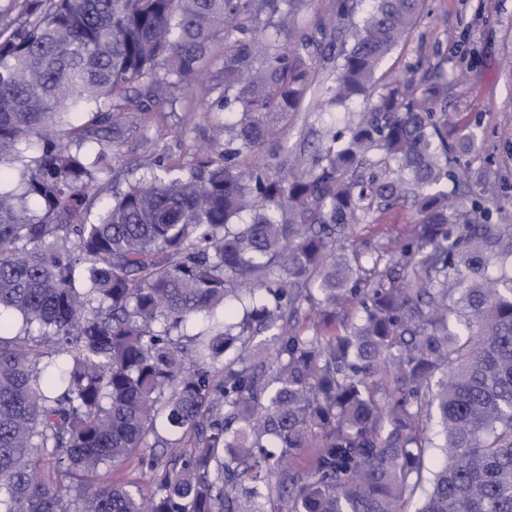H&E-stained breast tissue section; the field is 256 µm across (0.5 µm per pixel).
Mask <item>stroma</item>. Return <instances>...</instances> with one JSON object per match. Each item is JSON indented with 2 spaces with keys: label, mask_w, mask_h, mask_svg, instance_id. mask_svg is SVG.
<instances>
[{
  "label": "stroma",
  "mask_w": 512,
  "mask_h": 512,
  "mask_svg": "<svg viewBox=\"0 0 512 512\" xmlns=\"http://www.w3.org/2000/svg\"><path fill=\"white\" fill-rule=\"evenodd\" d=\"M482 12H475V5ZM447 55L448 68L464 70L467 79L448 101L463 124H476L475 150L463 166L489 171L495 204L512 205V145L499 133L512 129V0H427V13L400 56L388 59L384 70L402 68L423 56L438 61ZM188 96L193 112L182 105L154 113L146 126L109 135V176L99 182L102 192L113 184L139 179L155 157L191 160L215 149L212 125L217 116L210 108L218 95L210 84L191 85ZM329 118L321 109H302L288 128L267 140L259 157L276 168L303 170L306 159L323 138Z\"/></svg>",
  "instance_id": "1"
}]
</instances>
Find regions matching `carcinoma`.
<instances>
[{
    "mask_svg": "<svg viewBox=\"0 0 512 512\" xmlns=\"http://www.w3.org/2000/svg\"><path fill=\"white\" fill-rule=\"evenodd\" d=\"M362 2L319 41L301 0H21L0 25V512H408L427 485L416 512H512V224L486 172L451 171L475 142L459 75L381 72L426 0ZM312 58L336 117L307 169H240L302 110ZM218 61L222 150L95 206L99 132ZM406 208L405 234L348 249ZM133 457L147 498L100 480Z\"/></svg>",
    "mask_w": 512,
    "mask_h": 512,
    "instance_id": "cac0c4a2",
    "label": "carcinoma"
}]
</instances>
